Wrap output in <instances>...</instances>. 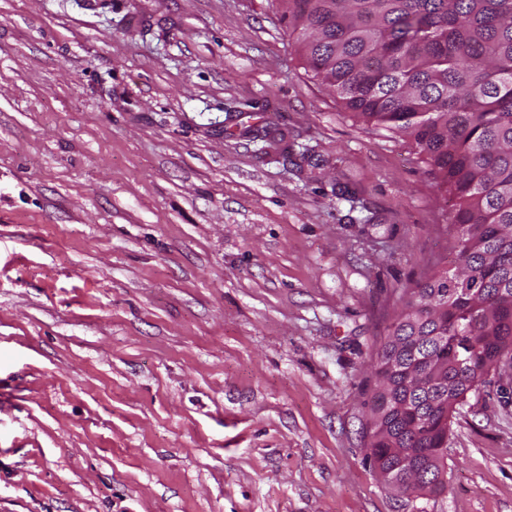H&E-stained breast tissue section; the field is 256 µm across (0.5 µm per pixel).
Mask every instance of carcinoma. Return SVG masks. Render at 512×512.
I'll return each mask as SVG.
<instances>
[{
	"mask_svg": "<svg viewBox=\"0 0 512 512\" xmlns=\"http://www.w3.org/2000/svg\"><path fill=\"white\" fill-rule=\"evenodd\" d=\"M313 77L362 123L409 139L452 202L454 268L406 292L392 339L448 363V385L379 381L368 457L438 449L441 401L512 359V0H288Z\"/></svg>",
	"mask_w": 512,
	"mask_h": 512,
	"instance_id": "carcinoma-1",
	"label": "carcinoma"
}]
</instances>
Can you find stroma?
<instances>
[{"label":"stroma","mask_w":512,"mask_h":512,"mask_svg":"<svg viewBox=\"0 0 512 512\" xmlns=\"http://www.w3.org/2000/svg\"><path fill=\"white\" fill-rule=\"evenodd\" d=\"M293 27L279 0H0V512H512V364L454 413L442 494L366 458L450 204Z\"/></svg>","instance_id":"obj_1"}]
</instances>
